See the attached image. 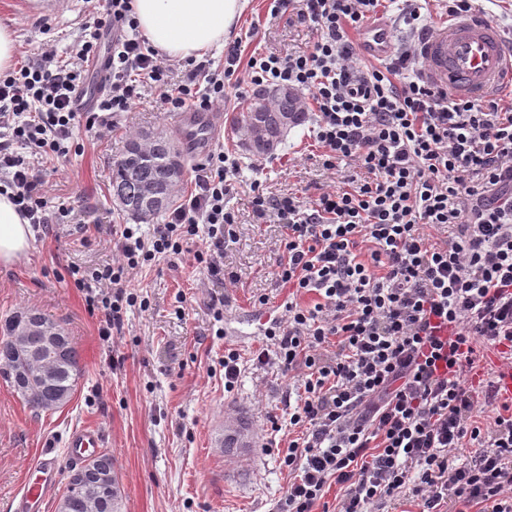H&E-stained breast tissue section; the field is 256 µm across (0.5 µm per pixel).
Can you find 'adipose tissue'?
<instances>
[{
  "instance_id": "ef3b65f1",
  "label": "adipose tissue",
  "mask_w": 512,
  "mask_h": 512,
  "mask_svg": "<svg viewBox=\"0 0 512 512\" xmlns=\"http://www.w3.org/2000/svg\"><path fill=\"white\" fill-rule=\"evenodd\" d=\"M245 0H133L139 29L150 44L173 60H198L224 41ZM36 231L8 196L0 194V266L30 249Z\"/></svg>"
}]
</instances>
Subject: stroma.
<instances>
[{
    "instance_id": "obj_1",
    "label": "stroma",
    "mask_w": 512,
    "mask_h": 512,
    "mask_svg": "<svg viewBox=\"0 0 512 512\" xmlns=\"http://www.w3.org/2000/svg\"><path fill=\"white\" fill-rule=\"evenodd\" d=\"M268 0H248L229 36L240 39L239 57L253 51L287 54L310 46L313 34L297 20L274 19ZM84 0H71L55 17L38 20L0 0V23L15 31L18 60L54 38L68 55L90 34ZM147 86L131 112L118 116L105 137L79 133L84 151L60 159L48 178L50 197L69 203L61 224L41 225L31 249L9 268H0V318L20 310L52 316L67 328L80 354L82 372L71 401L53 413L34 415L0 380V512H16L28 470L45 452L62 458L72 430L92 427L116 462L124 512H276L290 476L279 466L287 431L272 432L269 419L288 422L293 383L277 364L253 367L265 347L267 329L280 320L292 293L273 271L282 258V225L254 223L249 184L260 180L272 196L314 201L322 187L352 174L322 168L311 122L291 129L263 165L242 154L230 131L217 146L238 156L239 189L229 205L239 218L235 238L224 250L227 285L205 275L190 259L163 260L134 274L131 285L148 300L128 310L123 335L103 341L98 312L69 276L71 266L94 268L111 261L109 229L131 223L112 199V167L127 139L144 131L175 133V117L157 105ZM237 351L241 374L224 389L220 360ZM247 420V446L222 448L226 430Z\"/></svg>"
}]
</instances>
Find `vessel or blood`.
Listing matches in <instances>:
<instances>
[{
  "instance_id": "b4317fda",
  "label": "vessel or blood",
  "mask_w": 512,
  "mask_h": 512,
  "mask_svg": "<svg viewBox=\"0 0 512 512\" xmlns=\"http://www.w3.org/2000/svg\"><path fill=\"white\" fill-rule=\"evenodd\" d=\"M358 46L369 57L384 59L391 55L393 36L387 21H372L358 36ZM417 49L424 60V80L455 98H488L504 88H512V47L498 29L475 16L448 20L435 30L420 34ZM177 126L185 141L197 138L198 130L207 137L219 135L224 127L220 112H184ZM98 431L78 428L68 442L71 456L91 453L101 447ZM35 475L26 479L18 512H44L47 495L59 477V463L46 454L33 466Z\"/></svg>"
}]
</instances>
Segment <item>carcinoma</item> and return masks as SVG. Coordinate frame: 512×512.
Returning <instances> with one entry per match:
<instances>
[{"instance_id": "1", "label": "carcinoma", "mask_w": 512, "mask_h": 512, "mask_svg": "<svg viewBox=\"0 0 512 512\" xmlns=\"http://www.w3.org/2000/svg\"><path fill=\"white\" fill-rule=\"evenodd\" d=\"M291 117V126L301 125L305 114L298 111L295 99L275 89H257L239 112L227 116L228 126L238 142L253 137V129L260 126L264 143L249 152L253 157L271 155L283 142L288 127L283 119ZM149 141L150 159L144 161L135 150V143ZM185 171L184 153L176 151L174 138L163 131L142 132L130 138L120 159L112 168V196L131 216L140 218L144 211V193L154 187L163 197V204L155 208L153 217L165 212L171 202L175 183L171 167ZM54 326L60 336L54 340V354L44 353L49 343L44 328ZM81 374L80 355L72 345L64 328L43 317L33 318L28 311H16L0 321V375L18 397L35 413L55 412L69 403ZM57 512H123V494L118 481L112 490L98 499V507L90 500L63 491Z\"/></svg>"}]
</instances>
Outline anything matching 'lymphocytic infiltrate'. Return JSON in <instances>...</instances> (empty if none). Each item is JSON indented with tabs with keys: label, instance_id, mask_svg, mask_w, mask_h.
Returning <instances> with one entry per match:
<instances>
[{
	"label": "lymphocytic infiltrate",
	"instance_id": "f902f5d3",
	"mask_svg": "<svg viewBox=\"0 0 512 512\" xmlns=\"http://www.w3.org/2000/svg\"><path fill=\"white\" fill-rule=\"evenodd\" d=\"M381 0H270L271 16L295 13L314 34L303 51L256 53L238 71L237 46L225 62L188 60L179 84L166 58L140 34L132 0H103L90 14L98 30L118 32L104 92L88 109L76 89L97 57V40L54 51L0 72V190L11 189L33 224H57L42 164L63 158L77 130L109 132L131 111L142 83L160 91L163 111L211 112L226 88L294 87L312 110L325 169L344 161L364 170L307 204L250 185L252 213L283 224L285 260L277 279L298 296L266 333L277 361L300 391L289 413L300 437L280 458L294 478L280 512H316L330 485L335 512H377L398 501L419 512H512V402L499 400L487 350L512 365V100L455 99L421 77L414 45L385 67L362 64L350 38ZM239 171L224 152L197 168L195 186L150 236L112 227L118 252L91 270L73 267L89 307L100 309L102 339L121 333L139 296L134 270L157 258L192 256L215 278L237 222L226 198ZM207 245L192 250L197 236ZM337 344L328 353L329 344Z\"/></svg>",
	"mask_w": 512,
	"mask_h": 512
}]
</instances>
